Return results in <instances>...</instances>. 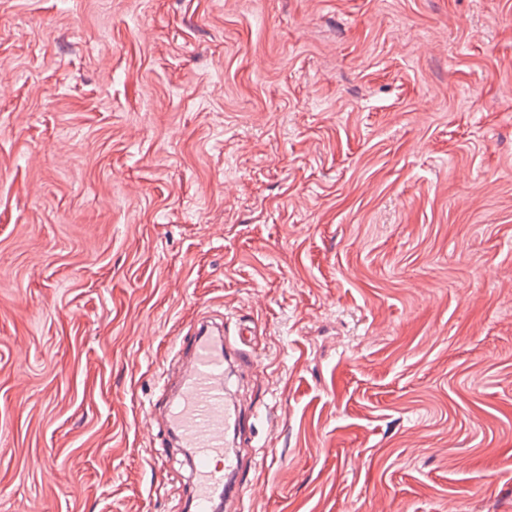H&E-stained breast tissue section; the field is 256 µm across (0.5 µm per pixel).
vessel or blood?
I'll return each mask as SVG.
<instances>
[{"mask_svg":"<svg viewBox=\"0 0 512 512\" xmlns=\"http://www.w3.org/2000/svg\"><path fill=\"white\" fill-rule=\"evenodd\" d=\"M254 325L240 324L234 337L223 324L197 316L175 338L179 379L149 407V424L163 447L191 452L189 501L194 512H212L217 503L240 512L248 490L241 474L252 445L254 416L224 387L226 369L248 376L258 359Z\"/></svg>","mask_w":512,"mask_h":512,"instance_id":"obj_1","label":"vessel or blood"}]
</instances>
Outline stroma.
Here are the masks:
<instances>
[{
	"label": "stroma",
	"instance_id": "1",
	"mask_svg": "<svg viewBox=\"0 0 512 512\" xmlns=\"http://www.w3.org/2000/svg\"><path fill=\"white\" fill-rule=\"evenodd\" d=\"M200 312L248 512H512V0H0V512H186ZM255 332L254 325L242 323L232 343L224 336L223 320L198 315L175 338L179 379L174 390L164 389L149 407V425L158 430L162 448L190 449L189 501L195 512H210L220 502L226 511L244 512L229 505H240L252 485L242 481V472L247 448L253 447L256 413L228 395L224 373L226 365L239 375L256 371Z\"/></svg>",
	"mask_w": 512,
	"mask_h": 512
}]
</instances>
